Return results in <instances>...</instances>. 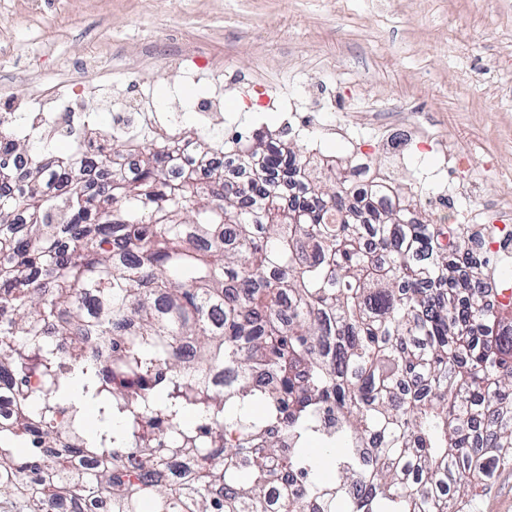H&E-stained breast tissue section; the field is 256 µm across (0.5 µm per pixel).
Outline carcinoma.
<instances>
[{"instance_id":"obj_1","label":"carcinoma","mask_w":512,"mask_h":512,"mask_svg":"<svg viewBox=\"0 0 512 512\" xmlns=\"http://www.w3.org/2000/svg\"><path fill=\"white\" fill-rule=\"evenodd\" d=\"M69 134L59 157L48 124H0V386L21 405L0 497L19 512L99 493L111 512H472L512 465V300L484 306L496 269L471 245L489 225L434 224L269 131L231 154L211 131L114 133L99 174Z\"/></svg>"}]
</instances>
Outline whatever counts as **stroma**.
<instances>
[{
    "label": "stroma",
    "mask_w": 512,
    "mask_h": 512,
    "mask_svg": "<svg viewBox=\"0 0 512 512\" xmlns=\"http://www.w3.org/2000/svg\"><path fill=\"white\" fill-rule=\"evenodd\" d=\"M50 74L101 131L145 97L228 145L269 128L366 160L437 224L456 221L435 199L443 182L467 183L456 208L512 218V0H0V113ZM282 94L308 137L269 107Z\"/></svg>",
    "instance_id": "1"
}]
</instances>
